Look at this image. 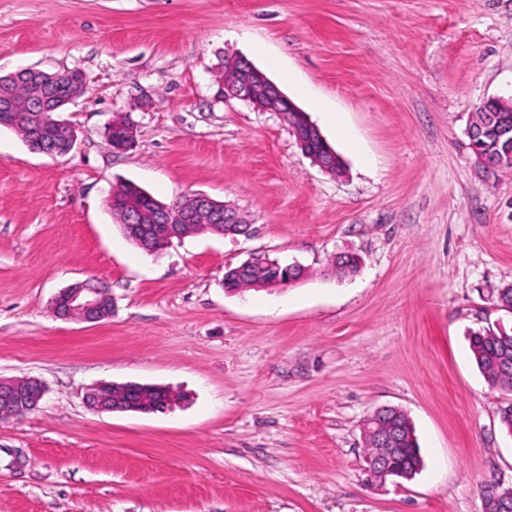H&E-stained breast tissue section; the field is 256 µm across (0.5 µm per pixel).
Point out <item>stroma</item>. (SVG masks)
Returning <instances> with one entry per match:
<instances>
[{"label":"stroma","instance_id":"1","mask_svg":"<svg viewBox=\"0 0 512 512\" xmlns=\"http://www.w3.org/2000/svg\"><path fill=\"white\" fill-rule=\"evenodd\" d=\"M231 55L342 174L280 113L217 98ZM25 68L85 86L67 154L0 127V378L46 386L0 422V512H481V485L512 487L500 396L469 349L512 328V171L483 168L467 135L474 105L512 98V0H0V76ZM118 116L137 129L123 152L104 135ZM128 181L167 205L208 195L251 233L147 254L107 204ZM341 253L360 262L343 279ZM254 254L305 275L227 291ZM90 278L111 317L56 318L54 296ZM99 382L174 401L95 413ZM381 406L415 429L412 480L369 475L362 428ZM290 127L302 153L323 171L333 172L338 163V155L326 142L319 129L310 122H302ZM314 145H318V149Z\"/></svg>","mask_w":512,"mask_h":512}]
</instances>
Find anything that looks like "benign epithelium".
Wrapping results in <instances>:
<instances>
[{"instance_id":"7a95c632","label":"benign epithelium","mask_w":512,"mask_h":512,"mask_svg":"<svg viewBox=\"0 0 512 512\" xmlns=\"http://www.w3.org/2000/svg\"><path fill=\"white\" fill-rule=\"evenodd\" d=\"M229 65L224 71V78L219 81V97L236 98L253 106L259 111L276 110L275 103L285 101L288 111L295 112L297 107L285 96L280 89L249 60L243 57L228 58ZM37 78L36 90H44V82L62 78L63 87L70 89L84 84L83 75L78 71H67L62 74L48 73L42 70L35 71ZM486 112H502L503 119L499 122V137L503 138L504 149L512 148V108L501 99H488L482 103ZM32 123L40 129H50L56 132L61 141H50L38 148V152L57 156L70 152L76 142L75 127L64 119L55 117L50 112L39 109H30ZM297 144L302 153L310 158L323 171L331 173L338 163V155L322 136L319 129L310 122H302L291 126ZM193 209L164 208L158 212L151 231L155 235L169 239L174 236L173 225L188 221L195 209H205L214 216L215 222L226 226V230H219V235L247 233L246 222L226 205L214 201L205 195L191 197ZM299 268L297 264H282L280 262L268 265L262 264V258H250L237 267V271H252L261 275L270 276L273 281L287 286L296 282L291 274ZM54 314L63 320H74L83 323H98L112 314V297L107 285L97 279H87L76 282L61 291L52 301ZM109 385L102 383L90 387L85 393L87 407L96 412H114L116 408L107 405L103 400L104 390ZM46 392L45 385L37 378L27 379L23 388L16 384L0 379V421L19 420L35 411ZM377 447L380 454L369 461L371 475L384 483L389 478L397 477V473L386 460L395 456L397 439L394 435L382 432L376 435Z\"/></svg>"}]
</instances>
